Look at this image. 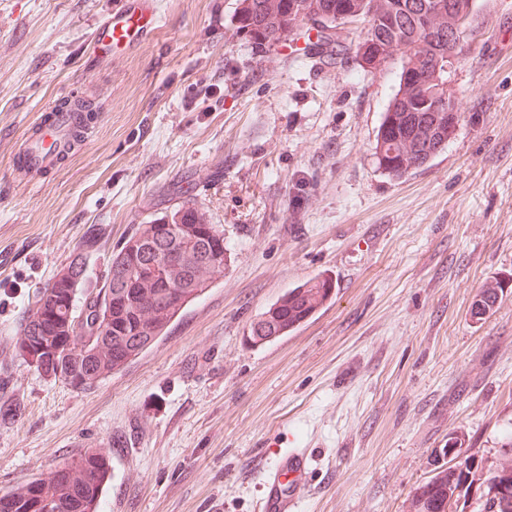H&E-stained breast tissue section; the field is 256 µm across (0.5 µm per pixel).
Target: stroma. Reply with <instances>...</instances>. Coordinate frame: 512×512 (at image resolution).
<instances>
[{"mask_svg":"<svg viewBox=\"0 0 512 512\" xmlns=\"http://www.w3.org/2000/svg\"><path fill=\"white\" fill-rule=\"evenodd\" d=\"M112 2L0 0V494L98 448L100 512H258L267 468L302 448L293 512H406L449 435L492 455L512 429V0H474L448 76L462 122L400 179L373 158L398 63L361 66L346 37L334 62L254 46L238 0H158L157 29L105 55ZM77 101L97 107L79 141L21 178L44 105ZM189 200L226 266L149 349L88 390L22 364L19 321L87 230L98 285L137 225ZM322 274L331 301L248 342ZM335 283L328 276L288 290L251 325L249 338L262 344L296 329L311 318L334 294ZM499 291L502 292V289L498 282H486L474 296L472 302L473 315L481 319V316L491 311L498 300Z\"/></svg>","mask_w":512,"mask_h":512,"instance_id":"stroma-1","label":"stroma"}]
</instances>
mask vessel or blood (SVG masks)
Returning a JSON list of instances; mask_svg holds the SVG:
<instances>
[{"label": "vessel or blood", "instance_id": "1", "mask_svg": "<svg viewBox=\"0 0 512 512\" xmlns=\"http://www.w3.org/2000/svg\"><path fill=\"white\" fill-rule=\"evenodd\" d=\"M158 21L155 0H115L108 20L94 36L97 46L106 52L114 47L138 42ZM76 122L72 112H53L50 134H38L15 156L16 165L28 179L56 167L58 153L54 143L67 136ZM304 459L300 453H290L276 468L267 473V493L263 512H291L302 484Z\"/></svg>", "mask_w": 512, "mask_h": 512}]
</instances>
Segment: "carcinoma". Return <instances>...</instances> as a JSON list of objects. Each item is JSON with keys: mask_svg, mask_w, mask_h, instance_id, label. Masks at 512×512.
<instances>
[{"mask_svg": "<svg viewBox=\"0 0 512 512\" xmlns=\"http://www.w3.org/2000/svg\"><path fill=\"white\" fill-rule=\"evenodd\" d=\"M473 0H239L235 14V34L259 47L280 41L307 39V45L334 52L332 44L339 36L337 14L349 7L365 23L363 40L355 45V54L365 65L376 68L400 58L398 89L384 113L377 131L374 157L377 168L389 177L400 179L427 165L447 145L459 123L449 119L443 103L442 84L448 81V24L465 25ZM314 15L334 29L317 32L310 41L311 28L294 30L299 19ZM428 79L415 81L416 72ZM173 224H204V214L187 206L171 214ZM213 234L201 232L197 240L198 259L181 270H171L168 278L182 279V288L174 291L156 281L143 280L125 268L121 253L112 257V298L132 292L144 298V304L112 314V336H99L87 345L96 315L88 312L85 322L75 326L70 354L85 359L95 349L93 359L80 365L87 379L79 385L85 390L123 367V356L136 357L150 348L172 320L224 272L226 258L214 259L225 250L224 231L213 224ZM173 237L164 234L149 242L140 257L147 263L160 253L172 250ZM335 283L320 276L288 290L251 325L250 339L259 342L282 336L311 318L334 294ZM500 286L487 282L474 296L472 313L481 317L491 311ZM47 291L38 293L35 302L23 314L14 348L16 356L27 362L24 344L46 346L43 355L53 354L56 337L42 329V303ZM464 436L448 437V447L466 454L464 460L435 466L427 481L418 486L408 500L407 512H512V432L500 442L492 460L476 457L464 448ZM70 473L54 469L20 485L4 496L14 501V512H99V503L109 475V458L96 449H87L68 462ZM479 495L471 498L472 487Z\"/></svg>", "mask_w": 512, "mask_h": 512, "instance_id": "cac0c4a2", "label": "carcinoma"}]
</instances>
